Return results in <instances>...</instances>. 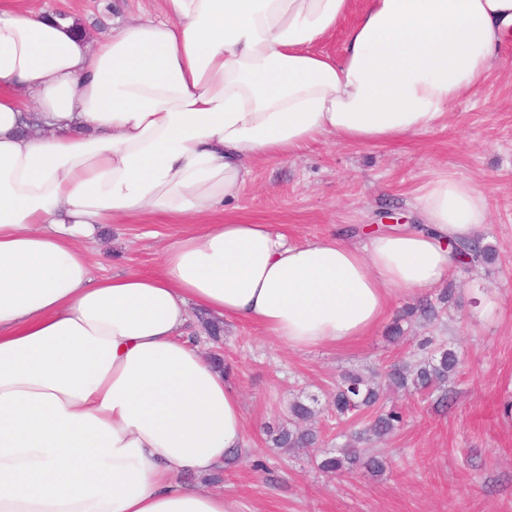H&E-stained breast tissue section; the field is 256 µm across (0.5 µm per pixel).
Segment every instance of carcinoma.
Returning a JSON list of instances; mask_svg holds the SVG:
<instances>
[{
  "label": "carcinoma",
  "mask_w": 512,
  "mask_h": 512,
  "mask_svg": "<svg viewBox=\"0 0 512 512\" xmlns=\"http://www.w3.org/2000/svg\"><path fill=\"white\" fill-rule=\"evenodd\" d=\"M459 255L473 261L492 263L496 259L495 250L474 241L461 245ZM454 301L451 288L440 292L436 298L424 297L416 300L406 311L410 316L433 322L439 318L445 306ZM201 329L215 345L222 342L224 323L212 319L204 320ZM459 359L455 352L442 349L439 354L418 361L413 366L394 365L385 373L388 385L396 389L415 391H441L437 402H448V391L444 390L450 376L457 372ZM380 399L379 389L372 381L358 372L343 375L336 384V390L330 397L336 424L349 421L365 410L371 411L364 426L351 434L352 444L344 448H332L317 461L319 470L340 475L348 470L360 467L373 474L386 471L387 462L383 455L357 448V443L381 440L399 430L404 422L403 413L396 407L377 406ZM318 399L314 396L303 401L296 399L288 404V416L271 435L272 447L292 450L296 448H314L319 443V432L314 426L319 410Z\"/></svg>",
  "instance_id": "cac0c4a2"
}]
</instances>
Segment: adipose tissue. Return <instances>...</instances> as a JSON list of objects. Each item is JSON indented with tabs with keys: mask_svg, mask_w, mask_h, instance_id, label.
Listing matches in <instances>:
<instances>
[{
	"mask_svg": "<svg viewBox=\"0 0 512 512\" xmlns=\"http://www.w3.org/2000/svg\"><path fill=\"white\" fill-rule=\"evenodd\" d=\"M92 41L74 18L0 12V512H232L213 473L244 445L240 395L184 331L191 308L307 350L371 333L489 217L431 173L420 222L288 241L213 224L254 164L333 136L404 140L477 96L512 0H163ZM346 24L341 55L315 52ZM190 218L150 273L93 275L96 225Z\"/></svg>",
	"mask_w": 512,
	"mask_h": 512,
	"instance_id": "obj_1",
	"label": "adipose tissue"
}]
</instances>
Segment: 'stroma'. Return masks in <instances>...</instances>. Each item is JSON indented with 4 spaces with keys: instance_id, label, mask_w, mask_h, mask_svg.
Segmentation results:
<instances>
[{
    "instance_id": "stroma-1",
    "label": "stroma",
    "mask_w": 512,
    "mask_h": 512,
    "mask_svg": "<svg viewBox=\"0 0 512 512\" xmlns=\"http://www.w3.org/2000/svg\"><path fill=\"white\" fill-rule=\"evenodd\" d=\"M34 13L74 17L94 40L111 36L131 16L162 17L163 0H0ZM434 170L477 182L489 201L480 234L492 246L490 265L456 267L446 282L456 301L439 320H401L407 305L393 297L369 335L344 346L290 350L259 328L224 324L228 381L238 389L245 418V448L266 461L264 471L237 463L224 471V496L233 512H512V41L474 99L460 100L446 125L412 139L371 146L327 138L299 154L254 165L236 201L213 215L216 224H268L291 240L384 228L389 215L418 223L414 197ZM190 223L146 215L96 227L86 245L95 274L155 269L168 237ZM400 323L403 343L387 339ZM456 352L460 373L441 407L435 395L383 391L404 424L378 452L390 459L383 476L358 469L340 477L305 455L270 447L266 431L294 399L318 397L316 426L323 448L337 443L328 405L349 369L384 375L394 363L423 358L420 343Z\"/></svg>"
}]
</instances>
